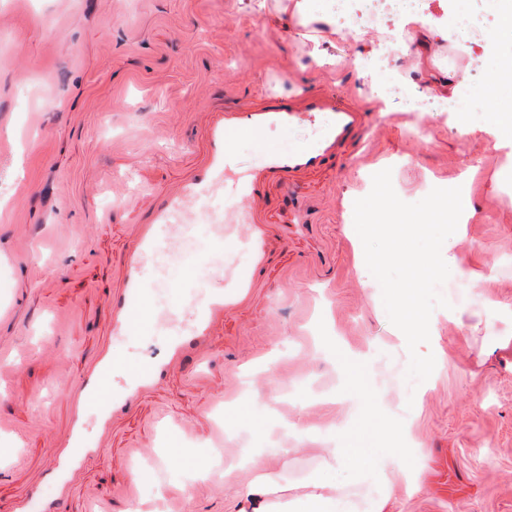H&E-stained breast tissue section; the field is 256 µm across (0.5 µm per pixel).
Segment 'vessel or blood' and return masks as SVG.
<instances>
[{
    "mask_svg": "<svg viewBox=\"0 0 512 512\" xmlns=\"http://www.w3.org/2000/svg\"><path fill=\"white\" fill-rule=\"evenodd\" d=\"M303 120L314 127L313 148L272 152L261 166L238 168L234 143L241 132L260 139L269 130L291 127ZM371 130L369 114L362 106L328 88L309 89L288 99L271 98L258 105L228 107L211 113L203 167L192 179L181 182L165 195L148 223L136 227L133 243L125 255L123 285L108 304L113 325L124 330L147 331L160 320L150 304L149 289L142 277L147 261L163 257L156 233L158 225L186 223L190 208H209L213 188L223 185L229 208L223 224L214 226V235L223 244L245 235L254 261H261V237L253 225V213L263 197L267 178L277 177L282 185L290 187L298 176L335 168L363 146ZM253 277V270L239 271L231 288L207 296L195 311L193 327L182 333L163 358L145 364L122 393L112 391L113 360L101 357L76 388L75 413L57 464L44 473L40 485L30 489L18 512H63L72 480L84 462L102 450L101 445L88 443L85 437L87 414H94L101 430L109 431L113 419L125 414L142 392L166 377L181 353L190 350L198 358H206L213 322L223 316L226 304L244 296ZM47 486L53 487V497L44 496L43 489Z\"/></svg>",
    "mask_w": 512,
    "mask_h": 512,
    "instance_id": "obj_1",
    "label": "vessel or blood"
}]
</instances>
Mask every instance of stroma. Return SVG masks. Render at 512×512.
<instances>
[{
    "mask_svg": "<svg viewBox=\"0 0 512 512\" xmlns=\"http://www.w3.org/2000/svg\"><path fill=\"white\" fill-rule=\"evenodd\" d=\"M302 2L0 0V448L12 451L0 458V512L53 466L71 390L101 351L117 391L164 356L163 330H117L107 306L135 225L204 165L208 114L318 86L371 112V140L342 173L301 176L295 193L268 178L255 211L264 263L249 294L225 309L207 362L186 355L107 435L88 423L87 440L104 447L65 512H101L103 501L135 512L160 493L168 512H238L247 475L217 467L244 450L292 497L312 481L375 476L386 456L402 470L392 512H512V138L460 133L450 112L426 113L415 136L402 102L378 99L353 64L377 58L400 22L325 29ZM425 8L439 35L404 67L459 71L479 90L474 115L512 106V88L488 83L491 44L447 35L476 0ZM310 134L303 124L240 135L236 162L258 165ZM386 168L405 202L461 185L473 206L442 246L450 306L433 311L418 348L436 360L424 387L406 380V344L353 246L354 203ZM223 212L218 202L162 229L166 259L143 271L155 307L189 321L198 297L250 266L246 248L209 233ZM330 448L345 451L332 467Z\"/></svg>",
    "mask_w": 512,
    "mask_h": 512,
    "instance_id": "stroma-1",
    "label": "stroma"
}]
</instances>
